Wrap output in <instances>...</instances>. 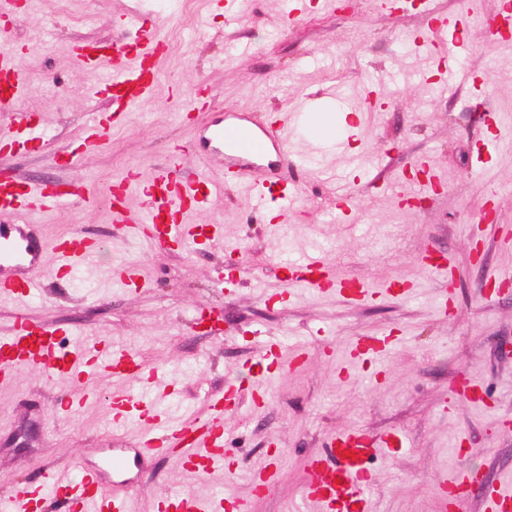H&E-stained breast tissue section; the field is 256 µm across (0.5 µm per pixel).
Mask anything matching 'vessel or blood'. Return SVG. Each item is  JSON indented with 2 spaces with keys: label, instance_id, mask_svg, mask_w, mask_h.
Listing matches in <instances>:
<instances>
[{
  "label": "vessel or blood",
  "instance_id": "b4317fda",
  "mask_svg": "<svg viewBox=\"0 0 512 512\" xmlns=\"http://www.w3.org/2000/svg\"><path fill=\"white\" fill-rule=\"evenodd\" d=\"M512 14V0H503L496 14L486 20L484 31L490 42L502 41V23ZM469 11L447 18L434 16L427 31L418 35L416 47L437 43L451 44L448 55L439 61L444 88H452L459 78L458 48L461 35L469 22ZM127 26L141 41L136 57H129L123 46L111 52H100L98 45H76L74 56L82 64L99 67L109 64L110 80L93 89L94 94L109 93L115 111L122 112L145 97L156 79L157 57L162 42L155 24L146 17L128 21ZM26 89V78L15 51L0 50V108L13 109ZM18 124L11 141L40 150L43 137L33 114L15 112ZM112 124L107 114H99L90 125L84 140L85 151L100 146ZM295 126L288 114L262 124L251 118L235 115L228 120L204 124L201 143L205 150L223 159L220 180L208 176L194 179L164 172L144 182L143 194L148 202L146 212L137 218L126 210L122 196L124 186L113 187L112 216L114 222L125 224L131 237L144 238L165 248L188 246L198 237L214 239L222 231L218 224H190L186 215L211 195L217 184L245 187L262 198L275 193L279 210L291 207L296 190L290 185H276L274 173L282 166L305 165L304 157L290 153L288 142ZM412 166L420 177L411 184L416 195L433 192L441 182L438 173L427 163L416 160ZM75 191L65 184L43 182L28 184L9 178L0 180V295L22 300L37 296L40 274L50 267L63 275L76 273L83 262L100 249L99 240L74 233L49 243L37 237L27 217L36 210L53 209L71 202ZM286 297L295 292L337 290L350 299L361 301L371 297L365 282L351 277L332 278L321 254L282 263ZM398 342L393 336H361L348 350L350 361L382 367ZM33 367L47 379L64 378L81 381L100 373L125 381H152L156 370L147 368L127 347L110 342L102 336L77 338L72 346L62 347L58 329L21 319L13 331L0 336V385L12 381L16 371ZM173 395H156L151 413L135 416L136 403L129 398L111 402L113 424L139 421L141 434L134 447L110 449L103 463H89L84 455L72 457L60 470L45 472L39 479L17 484L11 492L0 496V512H42L45 503H53L55 512H133L135 498L123 476L138 466L147 455L176 452L192 473L209 474L224 470L230 457L225 448L224 413L238 406V389L227 386L223 394L209 397V413L205 418H184L173 414ZM407 436L400 431L373 435L358 427L331 433L322 453L309 458L307 475L299 493L304 503L319 506L320 512H370V464L384 454L408 447ZM470 478L457 469L440 476L436 483L439 512H457L465 497ZM483 512H512V474L480 484ZM248 502L242 498L212 495L201 498L187 489H179L161 497L157 512H247Z\"/></svg>",
  "mask_w": 512,
  "mask_h": 512
}]
</instances>
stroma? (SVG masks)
<instances>
[{
	"label": "stroma",
	"instance_id": "35a3bbf8",
	"mask_svg": "<svg viewBox=\"0 0 512 512\" xmlns=\"http://www.w3.org/2000/svg\"><path fill=\"white\" fill-rule=\"evenodd\" d=\"M287 0H240L235 20L224 17V0H13L0 28L22 57L27 80L18 108L33 112L45 134L41 152L0 153V177L80 186L88 201L74 200L34 218L46 240L82 232L103 249L84 271L58 282L41 276L43 290L28 304L0 295V334L20 319L111 337L131 347L147 366L173 368L174 404L195 417L209 411L207 395L225 383L250 389L261 359L259 337L285 345L282 367L267 382L263 407L243 404L226 414L233 459L230 470L191 476L178 458H143L144 478L135 486L139 512H154L157 497L176 488L208 496L218 492L248 500V512H292L306 477V458L334 431L359 426L374 434L399 430L409 447L371 466L376 512H436L438 476L458 466L490 479L512 471V289L487 295L485 288L512 273V42L493 44L482 31L500 0H476L478 10L464 32L457 85L437 92L430 81L435 57L403 47L398 32L422 31L428 15L418 9L390 12L380 0H350L337 11L328 0H311L302 16L288 21ZM153 15L167 43L153 94L127 112L96 152L72 166L54 161L57 150L78 151L94 112L107 98L90 94L110 75L75 59L81 42L127 43L124 22ZM250 44L244 55L230 46ZM396 78L373 92V73ZM484 80L474 88L469 72ZM340 92L352 113L351 151L373 161L365 171L345 170L336 147L296 134L294 151L329 163L332 175L292 166L279 174L297 186L287 223L268 222L275 208L247 191L222 188L191 224H218L221 239L188 251L156 248L129 240L112 221L105 191L134 172L149 178L177 165L182 175H217L219 161L196 147L201 126L226 112L263 121L297 106L308 95ZM204 111H194L199 98ZM499 126L497 148L487 165L476 160L489 127ZM427 158L446 182L410 208L396 192L412 159ZM352 209L337 218L343 192ZM321 251L337 277L363 279L375 299L352 303L331 292L307 293L280 304L278 261ZM451 256L456 289L449 311L438 308L442 285L423 266L428 252ZM119 265L137 268L146 289L129 292L113 281ZM246 267L235 294L216 284L219 272ZM412 287L408 297L387 293L389 282ZM220 310V335L196 331L190 318L200 307ZM394 334L401 342L385 363L381 380L349 365L345 351L359 336ZM305 360L293 365L296 349ZM484 383L488 407L479 410L453 397L465 373ZM87 400L74 416L54 415L58 397L75 385L50 381L33 368L17 371L0 387V493L33 480L77 454L128 448L140 427L114 426L113 397L151 402L154 386L92 377ZM447 406H440V399ZM463 452H455L456 440ZM278 454V487L254 496L248 477Z\"/></svg>",
	"mask_w": 512,
	"mask_h": 512
}]
</instances>
